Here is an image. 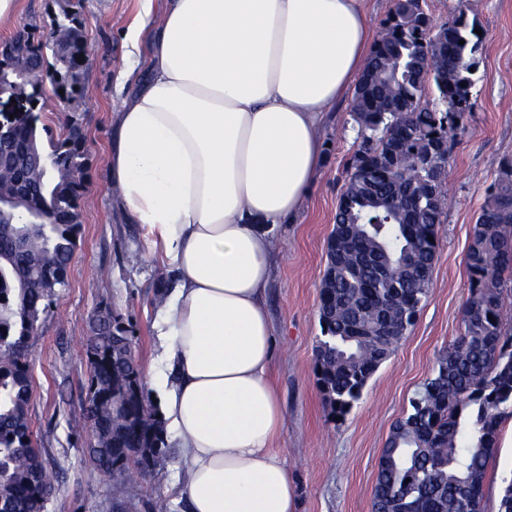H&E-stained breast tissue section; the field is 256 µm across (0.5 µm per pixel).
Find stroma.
<instances>
[{"instance_id":"stroma-1","label":"stroma","mask_w":512,"mask_h":512,"mask_svg":"<svg viewBox=\"0 0 512 512\" xmlns=\"http://www.w3.org/2000/svg\"><path fill=\"white\" fill-rule=\"evenodd\" d=\"M137 9L138 0H22L13 28L0 30V43L22 28L46 35L62 12L73 10L83 19L91 50L88 96L74 114L58 107L43 114L56 135L75 117L86 133L90 160L68 286L42 314L30 340V423L45 460L60 476L47 512H119L126 506L152 512L160 497L170 512H186L180 494L184 457L175 437H168L160 465L143 477L104 475L85 455L91 438L86 343L99 311L111 310L130 324L145 393L162 394L173 380L159 356L156 327L163 312L156 295L160 284H173L174 277L161 261L146 262V229L126 223L108 167L112 114L136 88L132 82L118 85L117 76L126 65L124 28ZM425 9L438 25L465 14L482 32L472 74L473 108L454 132L430 298L342 419L331 420L326 411L314 360L326 244L360 143L350 99L340 100L325 122L323 164L302 212L271 232L277 260L265 301L274 332L273 379L286 417L278 446L297 487L298 512H371L376 465L390 426L408 410L438 353L460 332L469 296L465 254L471 227L503 161L512 160V0H426ZM511 476L512 423L506 421L484 481V512H498L503 481Z\"/></svg>"}]
</instances>
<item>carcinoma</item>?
<instances>
[{"mask_svg": "<svg viewBox=\"0 0 512 512\" xmlns=\"http://www.w3.org/2000/svg\"><path fill=\"white\" fill-rule=\"evenodd\" d=\"M432 17L417 0H393L353 95L362 141L334 216L328 278L319 297L315 372L332 419H341L368 381L396 351L430 294L437 228L447 207L449 151L430 158L470 111V69L476 23L460 14L430 41ZM35 82L56 80L35 38ZM464 44H459V41ZM447 108L424 103L429 85ZM14 142L28 185L43 182L39 160L53 169V188L36 200L45 223L16 216L0 224V499L11 512H46L59 483L31 428L29 341L64 284L51 280L74 256L81 229L79 200L87 174L86 141L53 136L40 118L20 116ZM470 294L461 332L443 349L433 373L410 399L377 463L371 512H482L483 486L502 422L512 418V161L504 163L472 227L466 253ZM87 346L88 418L85 454L108 474L130 462L145 475L165 451L166 429L145 394L130 330L110 313L95 322Z\"/></svg>", "mask_w": 512, "mask_h": 512, "instance_id": "1", "label": "carcinoma"}]
</instances>
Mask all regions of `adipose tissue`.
Returning <instances> with one entry per match:
<instances>
[{
  "mask_svg": "<svg viewBox=\"0 0 512 512\" xmlns=\"http://www.w3.org/2000/svg\"><path fill=\"white\" fill-rule=\"evenodd\" d=\"M363 3L139 0L126 27L118 80L145 75L112 120L110 181L175 276L163 355L176 380L159 406L188 512H297L270 377L269 231L302 209L324 115L365 67Z\"/></svg>",
  "mask_w": 512,
  "mask_h": 512,
  "instance_id": "1",
  "label": "adipose tissue"
}]
</instances>
